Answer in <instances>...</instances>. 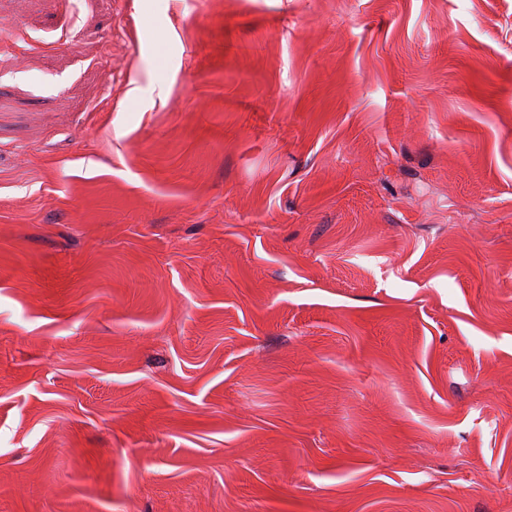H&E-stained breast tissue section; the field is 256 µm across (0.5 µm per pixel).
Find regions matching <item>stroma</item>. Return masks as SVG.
<instances>
[{
	"mask_svg": "<svg viewBox=\"0 0 512 512\" xmlns=\"http://www.w3.org/2000/svg\"><path fill=\"white\" fill-rule=\"evenodd\" d=\"M0 512H512V0H0Z\"/></svg>",
	"mask_w": 512,
	"mask_h": 512,
	"instance_id": "1",
	"label": "stroma"
}]
</instances>
